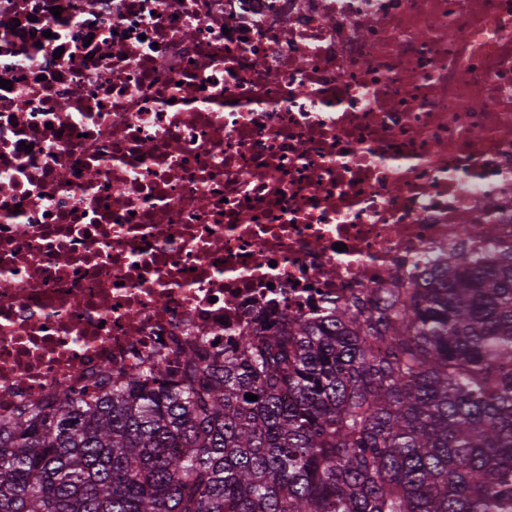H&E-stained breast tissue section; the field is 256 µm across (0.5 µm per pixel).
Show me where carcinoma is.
<instances>
[{"label":"carcinoma","instance_id":"cac0c4a2","mask_svg":"<svg viewBox=\"0 0 512 512\" xmlns=\"http://www.w3.org/2000/svg\"><path fill=\"white\" fill-rule=\"evenodd\" d=\"M131 377L0 420V512H512V246Z\"/></svg>","mask_w":512,"mask_h":512}]
</instances>
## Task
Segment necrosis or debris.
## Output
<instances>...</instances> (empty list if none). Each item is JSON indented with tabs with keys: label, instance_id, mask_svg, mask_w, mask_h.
<instances>
[{
	"label": "necrosis or debris",
	"instance_id": "1",
	"mask_svg": "<svg viewBox=\"0 0 512 512\" xmlns=\"http://www.w3.org/2000/svg\"><path fill=\"white\" fill-rule=\"evenodd\" d=\"M0 78L2 420L512 242V0H0Z\"/></svg>",
	"mask_w": 512,
	"mask_h": 512
}]
</instances>
